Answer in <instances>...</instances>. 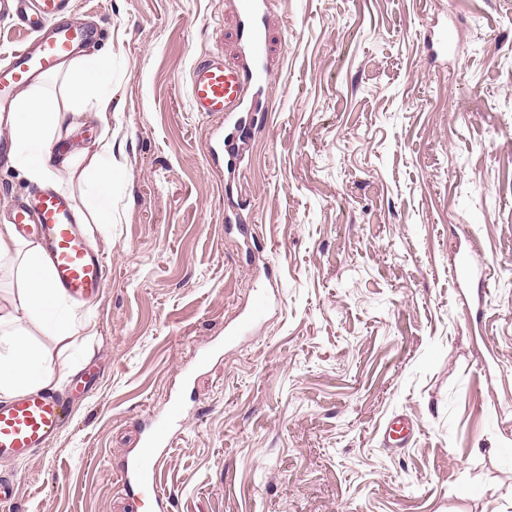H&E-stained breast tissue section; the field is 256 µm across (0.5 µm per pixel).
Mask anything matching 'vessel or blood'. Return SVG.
<instances>
[{"mask_svg":"<svg viewBox=\"0 0 512 512\" xmlns=\"http://www.w3.org/2000/svg\"><path fill=\"white\" fill-rule=\"evenodd\" d=\"M269 0H232L239 16L236 62L212 53L197 59L191 69L189 102L192 111L221 117L232 130L224 136V166H240L243 155L235 147L259 98L272 79L267 42ZM73 0H0V13L16 16L20 26L33 34L28 46L12 52L0 65V106L10 107L18 93L34 77L55 70L67 58L91 57L98 35L94 29L69 21ZM9 221L18 236L33 240L49 259L57 288L77 302L94 300L100 293L105 264L88 235L74 221L69 200L53 191H42L18 200ZM268 293L255 298L246 314L224 336L225 345L246 337L273 309ZM182 407L172 403L164 417L154 419L139 454L126 468L128 483L152 491L155 512H171L172 499L161 482V468L175 433L182 422ZM67 417L60 396L44 391L29 392L0 401V462L26 461L49 446ZM414 424L405 416L393 417L383 430L387 447L402 448L415 435Z\"/></svg>","mask_w":512,"mask_h":512,"instance_id":"1","label":"vessel or blood"}]
</instances>
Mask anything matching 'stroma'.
<instances>
[{"instance_id":"obj_1","label":"stroma","mask_w":512,"mask_h":512,"mask_svg":"<svg viewBox=\"0 0 512 512\" xmlns=\"http://www.w3.org/2000/svg\"><path fill=\"white\" fill-rule=\"evenodd\" d=\"M112 122L95 325L37 336L98 379L20 464L14 512H152L121 478L181 393L172 512H512V0H273L265 120L239 172L191 111L231 0H78ZM451 25L454 57L431 44ZM240 203L246 232L226 228ZM280 296L246 339L224 328ZM207 369L186 376L197 349ZM418 433L383 444L393 416Z\"/></svg>"}]
</instances>
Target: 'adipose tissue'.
<instances>
[{
	"mask_svg": "<svg viewBox=\"0 0 512 512\" xmlns=\"http://www.w3.org/2000/svg\"><path fill=\"white\" fill-rule=\"evenodd\" d=\"M59 70L66 77L70 106H59L49 92L38 91L22 97L14 112L0 116V127L9 131L7 159L34 183L52 187L57 175L65 173L93 184L90 209L99 223L108 224L113 206L111 135H102L90 155L55 152L85 118V105H93L95 118L108 122L106 73L99 60L84 58L63 62ZM4 261L14 266L20 286L12 308H0V400L65 380V373L56 372L43 349L32 342L31 333L63 336L72 326L65 296L54 285L41 247L19 239L8 224L0 226V263Z\"/></svg>",
	"mask_w": 512,
	"mask_h": 512,
	"instance_id": "1",
	"label": "adipose tissue"
}]
</instances>
